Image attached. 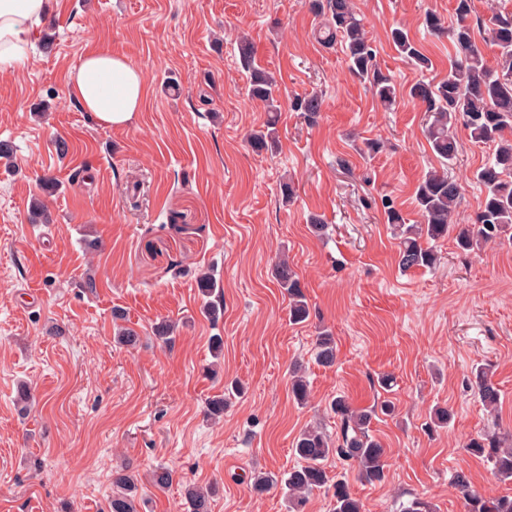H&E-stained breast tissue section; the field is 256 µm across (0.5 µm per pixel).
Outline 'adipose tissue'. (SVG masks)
Segmentation results:
<instances>
[{
    "label": "adipose tissue",
    "instance_id": "ef3b65f1",
    "mask_svg": "<svg viewBox=\"0 0 512 512\" xmlns=\"http://www.w3.org/2000/svg\"><path fill=\"white\" fill-rule=\"evenodd\" d=\"M51 0H0V69L28 62L27 45ZM70 95L102 124L125 126L140 112L146 94L144 71L107 52L85 55L68 79Z\"/></svg>",
    "mask_w": 512,
    "mask_h": 512
}]
</instances>
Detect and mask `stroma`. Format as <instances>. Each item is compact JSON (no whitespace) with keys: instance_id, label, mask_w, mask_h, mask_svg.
Returning a JSON list of instances; mask_svg holds the SVG:
<instances>
[{"instance_id":"1","label":"stroma","mask_w":512,"mask_h":512,"mask_svg":"<svg viewBox=\"0 0 512 512\" xmlns=\"http://www.w3.org/2000/svg\"><path fill=\"white\" fill-rule=\"evenodd\" d=\"M354 5L396 85L392 107L349 73L340 48L317 41L309 0H52L27 67L0 72V141L13 148L0 157V512H107L120 467L142 484L141 512H189L184 484L213 481L210 512H287L280 490L259 496L251 483L295 466L301 429L339 436L329 409L339 395L359 409L395 405L372 422L384 481L327 464L363 512H402L416 496L437 512H467L454 484L460 472L485 496L512 495V482L465 449L488 428L512 431V240L474 255L447 237L434 244L435 268L405 271L382 206L393 199L416 222V184L444 167L463 185L454 223H470L479 208L472 175L491 148L461 129L456 158L441 164L410 95L417 83L446 78L457 56L447 36L424 26L429 12L454 24V0ZM396 27L422 46L430 70L399 56L389 39ZM242 30L256 65L278 79L273 153L249 143L267 114L248 95ZM93 49L144 70L147 94L132 124L103 125L69 97V74ZM306 95L322 101L313 126L289 108ZM376 138L386 148L372 155L365 142ZM60 139L69 145L63 157ZM45 176L58 181L56 192L42 188ZM35 197L48 223H30ZM314 214L325 221L319 236ZM283 257L310 306L301 324L289 321L272 276ZM204 271L224 295L215 320L200 311ZM90 274L100 283L93 294L82 287ZM163 319L179 325L169 347L152 333ZM119 323L138 332L136 346L114 342ZM325 329L337 345L330 367L315 359ZM213 336L224 340L217 361ZM296 363L311 385L304 407L289 392ZM482 363L501 394L494 419L471 377ZM384 374L395 379L388 392L377 384ZM233 380L244 394L227 395L222 422L207 421V400ZM22 383L37 397L24 413L15 404ZM437 404L454 418L431 430ZM160 465L175 472L163 491L150 483Z\"/></svg>"}]
</instances>
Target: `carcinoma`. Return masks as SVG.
<instances>
[{
	"mask_svg": "<svg viewBox=\"0 0 512 512\" xmlns=\"http://www.w3.org/2000/svg\"><path fill=\"white\" fill-rule=\"evenodd\" d=\"M311 11L322 20L320 41L327 47L340 45L349 71L368 82L373 95L384 106L396 103V88L391 78L382 71L377 60V50L368 38L362 18L353 0H309ZM474 0H454L456 23L447 27L435 13L425 15L424 24L435 35H448L460 59L451 66L448 79L437 83H418L411 89V96L419 100L428 113L426 137L432 152L446 163L458 152L457 127H463L470 139L478 144L493 147L492 156L475 173L482 190V200L472 223L462 226L457 235L458 248L479 254L490 243L512 238V10L496 9L487 20H472ZM485 27L490 42L497 49V68L487 67L482 51L475 41V26ZM391 40L400 56L426 68L429 59L401 28L391 31ZM241 60L250 72L249 96L261 102L269 117L265 125L250 138L253 151L261 153L275 147L278 141L277 117L281 111L277 99L278 82L264 69L253 66L251 42L239 40ZM308 124L318 122L321 101L315 96H301L290 103ZM461 197L460 184L448 173L431 171L415 189V204L419 221L406 222L402 212L393 202L383 203L386 222L397 232L399 264L404 269L432 268L437 256L426 246L431 240L448 235L450 220ZM276 282L289 299V318L295 324L310 316V309L300 277L285 260L275 263ZM203 298L202 310L212 318L224 312V296L217 291L213 279L203 274L198 280ZM174 325L167 320L156 324L154 335L163 346L174 342ZM316 359L330 367L336 362L334 336L322 331L315 342ZM473 378L484 409L496 414L500 394L486 366L475 368ZM290 391L293 399L303 405L309 397V385L292 371ZM331 411L340 418L341 434L331 440L322 430L308 428L294 441L293 453L299 464L279 477L272 472L254 478L252 489L257 494L278 485L284 486L288 512H303L307 496L315 490L331 491L332 512H362L344 479L330 478L327 462L336 458L357 470L358 477L368 483L384 480L386 473L385 449L371 433L370 425L375 408L356 409L339 396L330 403ZM467 450L484 458L493 466L497 477L512 480V446L504 447L497 433L473 438ZM154 488L164 490L173 483V471L167 467L155 469L151 475ZM455 483L462 493L468 512H512V496L487 498L474 490L464 473L455 476ZM215 487L206 489L190 486L185 497L190 512H209L210 498ZM141 505L138 478L121 468L112 473V495L108 512H138Z\"/></svg>",
	"mask_w": 512,
	"mask_h": 512,
	"instance_id": "carcinoma-1",
	"label": "carcinoma"
}]
</instances>
